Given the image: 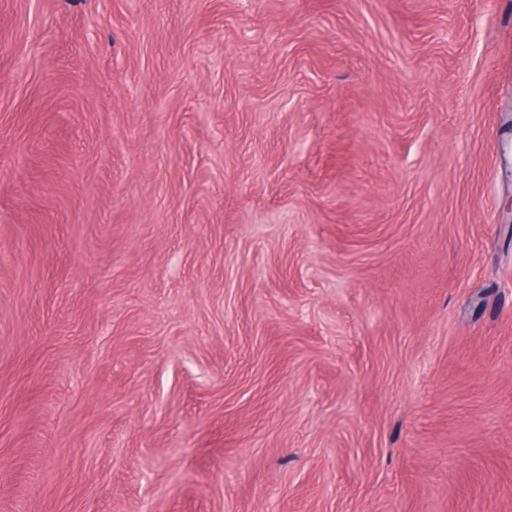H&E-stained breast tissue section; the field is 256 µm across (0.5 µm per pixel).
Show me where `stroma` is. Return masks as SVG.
<instances>
[{"instance_id":"stroma-1","label":"stroma","mask_w":512,"mask_h":512,"mask_svg":"<svg viewBox=\"0 0 512 512\" xmlns=\"http://www.w3.org/2000/svg\"><path fill=\"white\" fill-rule=\"evenodd\" d=\"M512 0H0V512H512Z\"/></svg>"}]
</instances>
